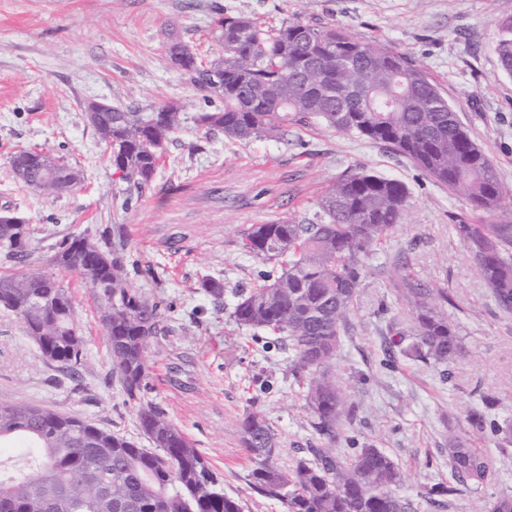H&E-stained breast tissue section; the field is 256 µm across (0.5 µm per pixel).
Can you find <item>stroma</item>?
Wrapping results in <instances>:
<instances>
[{
  "instance_id": "obj_1",
  "label": "stroma",
  "mask_w": 512,
  "mask_h": 512,
  "mask_svg": "<svg viewBox=\"0 0 512 512\" xmlns=\"http://www.w3.org/2000/svg\"><path fill=\"white\" fill-rule=\"evenodd\" d=\"M269 25L296 17L374 41L421 66L460 122L512 188V77L495 52L497 23L512 0H0V209L26 217L27 266L46 271L55 245L84 234L123 233L133 286L158 301L170 328L148 350L144 394L205 456L243 512H283L248 484L253 463L241 422L261 411L279 441L277 465L321 441L291 373L293 353L269 331L239 327L229 313L239 290L267 266L241 247L253 224L315 221L318 201L341 174L366 168L402 182L409 202L401 224L379 245L359 288L351 332L332 371L355 405L349 432L399 465L401 495L426 512V490L454 480L448 435L459 431L492 463L483 486L457 496L446 512H480L512 494V447L500 449L472 412L512 423V313L500 310L451 226L512 224V202L474 211L389 147L324 127H293L287 139L230 140L197 127L211 105L171 63L172 34L202 58L220 51L218 12ZM98 98L148 112L168 102L184 114L149 190L114 175L84 104ZM19 150H39L81 172L70 193L45 197L10 171ZM224 283L215 303L203 277ZM85 339L77 373L48 360L19 318L0 312V400L67 412L148 447L137 411L125 402L95 301L78 274L58 272ZM444 288V311L463 344L452 363L390 358L387 328L411 317L402 278Z\"/></svg>"
}]
</instances>
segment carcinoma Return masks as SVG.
<instances>
[{
	"mask_svg": "<svg viewBox=\"0 0 512 512\" xmlns=\"http://www.w3.org/2000/svg\"><path fill=\"white\" fill-rule=\"evenodd\" d=\"M222 53L204 62L187 52L185 73L203 97L222 106L196 116L197 126L230 140H281L288 127L319 123L329 130L383 143L431 178L464 196L477 212H492L512 195L499 181L493 160L461 125L453 106L428 74L406 56L375 42L300 18L267 26L245 15L217 19ZM512 75V18L498 23L495 46ZM182 112L165 103L149 112L121 104L92 124L120 179L151 186L166 146L182 130ZM40 192L59 196L78 183L64 163ZM409 193L394 179L364 169L336 179L318 202L317 221L252 224L243 248L277 275L238 295L230 317L250 330L284 336L294 352L293 376L305 388L310 425L322 440L289 469L273 462L276 433L259 411L242 422L243 442L254 467L249 484L279 501L285 512H415L413 502L392 491L402 483L397 464L371 445L340 453L336 443L354 418L353 404L330 368L351 327L358 290L372 273L374 246L402 223ZM0 212V249L15 269L0 274V307L14 313L49 360L77 371L84 338L67 288L52 273L25 268L27 222L11 223ZM498 307L512 312V224L452 225ZM50 265L80 276L91 267L99 320L119 373L126 402L138 409L140 427L154 449L102 430L85 419L39 406L0 400V441L28 443L25 463L0 462V512H243L202 453L163 412L144 402L147 350L162 331L159 302L128 279L120 236L63 238ZM412 316L405 329L393 323L390 351L421 362H453L462 346L443 304L448 289L401 281ZM502 448L512 445V424L489 423ZM456 483L425 494L430 507H449L463 489L491 478L486 456L456 434L448 438Z\"/></svg>",
	"mask_w": 512,
	"mask_h": 512,
	"instance_id": "obj_1",
	"label": "carcinoma"
}]
</instances>
